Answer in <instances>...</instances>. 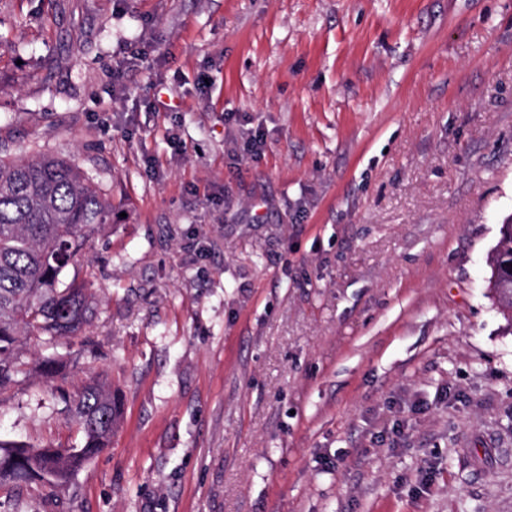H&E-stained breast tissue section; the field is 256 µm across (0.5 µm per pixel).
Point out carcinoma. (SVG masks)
<instances>
[{
  "instance_id": "cac0c4a2",
  "label": "carcinoma",
  "mask_w": 512,
  "mask_h": 512,
  "mask_svg": "<svg viewBox=\"0 0 512 512\" xmlns=\"http://www.w3.org/2000/svg\"><path fill=\"white\" fill-rule=\"evenodd\" d=\"M112 223V200L70 160L48 155H0V390L22 373L19 347L28 339L76 336L88 323L95 297L83 284L63 280L76 256ZM489 288L497 308H512V217L501 224L491 256ZM79 445L39 448L0 440V491L49 470L54 489L109 447L123 418L112 385L90 378L70 406Z\"/></svg>"
}]
</instances>
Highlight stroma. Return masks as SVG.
<instances>
[{
  "label": "stroma",
  "mask_w": 512,
  "mask_h": 512,
  "mask_svg": "<svg viewBox=\"0 0 512 512\" xmlns=\"http://www.w3.org/2000/svg\"><path fill=\"white\" fill-rule=\"evenodd\" d=\"M135 47L163 81L113 97ZM0 147L117 210L72 268L92 318L28 343L0 439L78 443L91 376L124 401L0 512H512V0H0ZM489 288L497 308L512 329V217L506 219L500 229V238L491 256ZM510 307L511 314L502 308Z\"/></svg>",
  "instance_id": "obj_1"
}]
</instances>
